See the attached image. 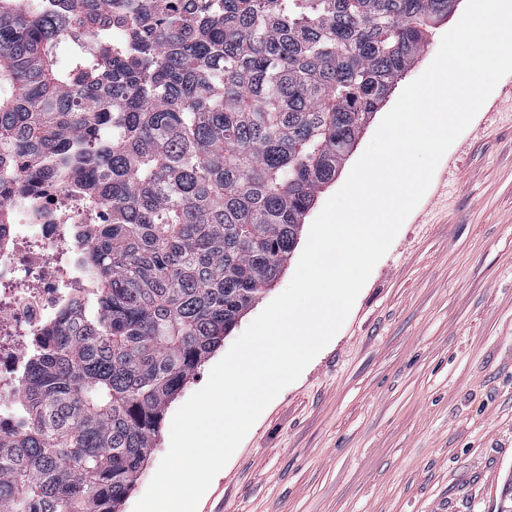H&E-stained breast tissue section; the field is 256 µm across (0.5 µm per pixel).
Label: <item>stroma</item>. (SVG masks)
Masks as SVG:
<instances>
[{
  "label": "stroma",
  "mask_w": 512,
  "mask_h": 512,
  "mask_svg": "<svg viewBox=\"0 0 512 512\" xmlns=\"http://www.w3.org/2000/svg\"><path fill=\"white\" fill-rule=\"evenodd\" d=\"M170 423L119 512L145 493ZM510 472L512 74L197 512H497Z\"/></svg>",
  "instance_id": "obj_1"
}]
</instances>
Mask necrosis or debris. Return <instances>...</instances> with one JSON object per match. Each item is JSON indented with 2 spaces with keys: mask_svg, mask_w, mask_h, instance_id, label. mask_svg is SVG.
Here are the masks:
<instances>
[{
  "mask_svg": "<svg viewBox=\"0 0 512 512\" xmlns=\"http://www.w3.org/2000/svg\"><path fill=\"white\" fill-rule=\"evenodd\" d=\"M12 221L0 224V435L16 431V396L35 340L75 293V258L91 227L73 208L72 191L0 194Z\"/></svg>",
  "mask_w": 512,
  "mask_h": 512,
  "instance_id": "obj_1",
  "label": "necrosis or debris"
}]
</instances>
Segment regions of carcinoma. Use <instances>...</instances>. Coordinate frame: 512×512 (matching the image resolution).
I'll list each match as a JSON object with an SVG mask.
<instances>
[{"instance_id": "obj_1", "label": "carcinoma", "mask_w": 512, "mask_h": 512, "mask_svg": "<svg viewBox=\"0 0 512 512\" xmlns=\"http://www.w3.org/2000/svg\"><path fill=\"white\" fill-rule=\"evenodd\" d=\"M456 2L0 0V191L109 211L0 437V512H117Z\"/></svg>"}]
</instances>
